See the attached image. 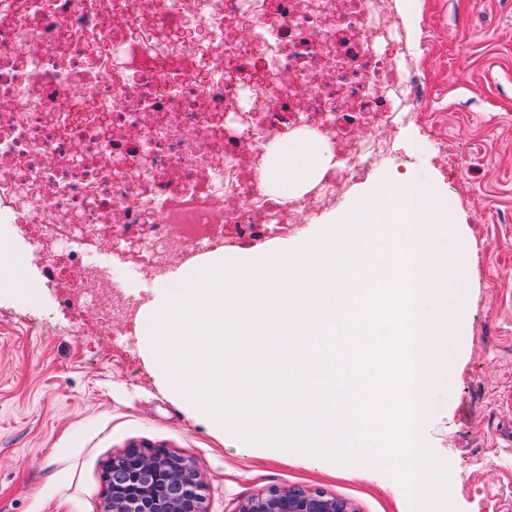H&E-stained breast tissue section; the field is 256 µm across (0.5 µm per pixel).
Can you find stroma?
<instances>
[{
	"instance_id": "stroma-1",
	"label": "stroma",
	"mask_w": 512,
	"mask_h": 512,
	"mask_svg": "<svg viewBox=\"0 0 512 512\" xmlns=\"http://www.w3.org/2000/svg\"><path fill=\"white\" fill-rule=\"evenodd\" d=\"M400 21L420 44L426 99L397 135L420 147L356 184L401 166L436 179L464 226L459 328L425 438L455 512H512V0H404ZM438 137L468 157L466 170L442 165ZM33 235L0 228L38 285L0 293V512H103L105 472L133 445L190 460L207 512H234L271 485L318 488L360 512H409L383 469L368 479L216 432L156 368L141 318L115 335L87 303L61 304Z\"/></svg>"
}]
</instances>
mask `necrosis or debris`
<instances>
[{
	"instance_id": "necrosis-or-debris-1",
	"label": "necrosis or debris",
	"mask_w": 512,
	"mask_h": 512,
	"mask_svg": "<svg viewBox=\"0 0 512 512\" xmlns=\"http://www.w3.org/2000/svg\"><path fill=\"white\" fill-rule=\"evenodd\" d=\"M399 2L0 0V223L44 230L48 267L70 247L107 330L133 302L83 259L102 236L157 275L311 223L425 99ZM293 130L334 163L279 203L260 174Z\"/></svg>"
}]
</instances>
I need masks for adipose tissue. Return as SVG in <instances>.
<instances>
[{"label": "adipose tissue", "mask_w": 512, "mask_h": 512, "mask_svg": "<svg viewBox=\"0 0 512 512\" xmlns=\"http://www.w3.org/2000/svg\"><path fill=\"white\" fill-rule=\"evenodd\" d=\"M272 149L277 154L276 166L272 172L263 173L261 179L278 186V197L283 202L301 192L311 176L326 168L333 158L324 140L303 134H288Z\"/></svg>", "instance_id": "1"}]
</instances>
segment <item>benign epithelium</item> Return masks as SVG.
I'll return each mask as SVG.
<instances>
[{"label": "benign epithelium", "instance_id": "7a95c632", "mask_svg": "<svg viewBox=\"0 0 512 512\" xmlns=\"http://www.w3.org/2000/svg\"><path fill=\"white\" fill-rule=\"evenodd\" d=\"M104 512H206L204 486L192 464L160 449L137 446L112 459ZM235 512H359L345 498L304 486L272 485L244 497Z\"/></svg>", "mask_w": 512, "mask_h": 512}]
</instances>
